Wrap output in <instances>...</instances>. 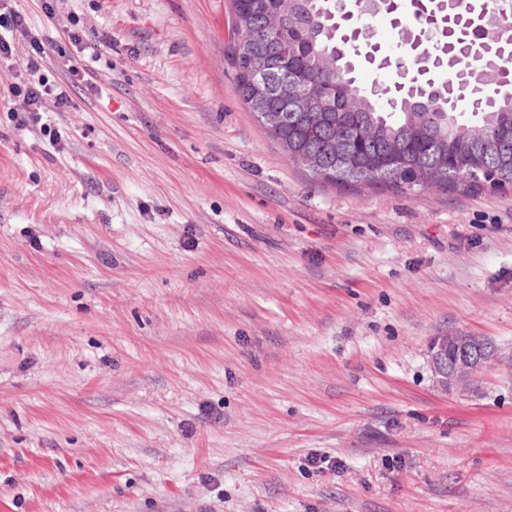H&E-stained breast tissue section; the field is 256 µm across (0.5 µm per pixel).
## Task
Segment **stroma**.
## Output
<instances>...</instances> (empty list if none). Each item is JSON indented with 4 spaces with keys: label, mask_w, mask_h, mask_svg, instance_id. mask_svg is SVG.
I'll return each mask as SVG.
<instances>
[{
    "label": "stroma",
    "mask_w": 512,
    "mask_h": 512,
    "mask_svg": "<svg viewBox=\"0 0 512 512\" xmlns=\"http://www.w3.org/2000/svg\"><path fill=\"white\" fill-rule=\"evenodd\" d=\"M10 6L0 512H512V189L313 179L236 93L229 0ZM33 36L67 108L11 92ZM451 331L501 353L466 395ZM500 358L488 337L456 332L435 336L428 346V364L437 388L461 395L469 393L481 376Z\"/></svg>",
    "instance_id": "35a3bbf8"
}]
</instances>
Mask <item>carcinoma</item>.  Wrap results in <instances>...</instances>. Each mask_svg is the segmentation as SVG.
<instances>
[{
	"instance_id": "cac0c4a2",
	"label": "carcinoma",
	"mask_w": 512,
	"mask_h": 512,
	"mask_svg": "<svg viewBox=\"0 0 512 512\" xmlns=\"http://www.w3.org/2000/svg\"><path fill=\"white\" fill-rule=\"evenodd\" d=\"M268 40L254 41L251 0H231L242 53L272 72V87L257 95L236 77L250 112H280L272 138L314 179L340 188L413 190L439 187L462 192L512 186V39L473 42L478 24L500 20L481 8L444 22L447 38L437 58L411 47L394 85H359L364 66L384 69L382 53L339 0H264ZM468 103L462 119L458 102Z\"/></svg>"
}]
</instances>
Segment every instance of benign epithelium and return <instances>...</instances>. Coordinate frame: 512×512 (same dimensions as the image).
Here are the masks:
<instances>
[{
  "label": "benign epithelium",
  "mask_w": 512,
  "mask_h": 512,
  "mask_svg": "<svg viewBox=\"0 0 512 512\" xmlns=\"http://www.w3.org/2000/svg\"><path fill=\"white\" fill-rule=\"evenodd\" d=\"M238 70L256 85L266 83V74L256 64L236 60ZM500 358L497 345L488 337L456 332L434 337L428 346V364L437 388L464 395Z\"/></svg>",
  "instance_id": "7a95c632"
}]
</instances>
